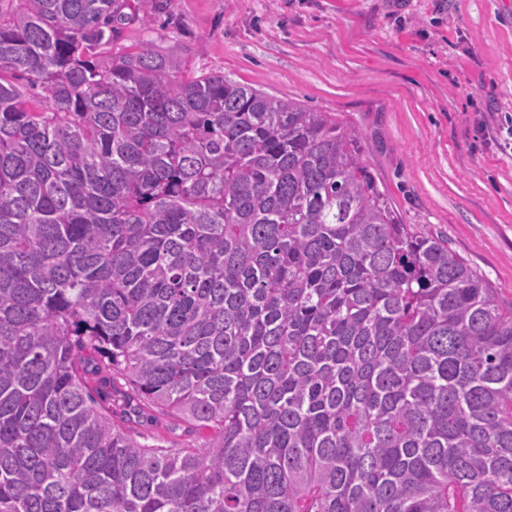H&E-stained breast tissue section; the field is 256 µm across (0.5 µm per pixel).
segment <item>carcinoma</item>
<instances>
[{"instance_id":"cac0c4a2","label":"carcinoma","mask_w":512,"mask_h":512,"mask_svg":"<svg viewBox=\"0 0 512 512\" xmlns=\"http://www.w3.org/2000/svg\"><path fill=\"white\" fill-rule=\"evenodd\" d=\"M170 3L0 0V512H512V307ZM186 427L187 425L176 423L165 416L145 411L136 425V431L143 434L145 438L149 437V442L150 438L160 436L169 445L182 446L193 438L187 435Z\"/></svg>"}]
</instances>
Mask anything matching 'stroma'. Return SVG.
<instances>
[{
	"label": "stroma",
	"mask_w": 512,
	"mask_h": 512,
	"mask_svg": "<svg viewBox=\"0 0 512 512\" xmlns=\"http://www.w3.org/2000/svg\"><path fill=\"white\" fill-rule=\"evenodd\" d=\"M146 41L336 113L401 222L512 305V0H173L118 45Z\"/></svg>",
	"instance_id": "stroma-1"
}]
</instances>
